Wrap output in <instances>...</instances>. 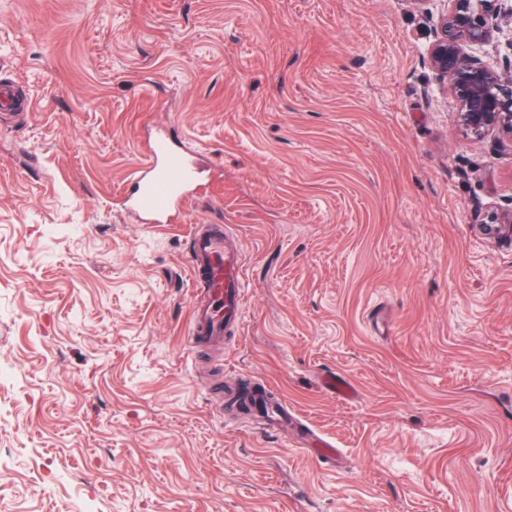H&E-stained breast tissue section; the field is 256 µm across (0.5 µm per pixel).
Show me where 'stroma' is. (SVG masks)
Wrapping results in <instances>:
<instances>
[{
  "label": "stroma",
  "instance_id": "stroma-1",
  "mask_svg": "<svg viewBox=\"0 0 512 512\" xmlns=\"http://www.w3.org/2000/svg\"><path fill=\"white\" fill-rule=\"evenodd\" d=\"M445 7L0 0V512H512V138L461 131ZM160 131L214 183L156 227L119 203ZM196 224L247 297L193 357Z\"/></svg>",
  "mask_w": 512,
  "mask_h": 512
}]
</instances>
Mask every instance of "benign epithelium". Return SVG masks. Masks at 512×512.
Instances as JSON below:
<instances>
[{"instance_id":"7a95c632","label":"benign epithelium","mask_w":512,"mask_h":512,"mask_svg":"<svg viewBox=\"0 0 512 512\" xmlns=\"http://www.w3.org/2000/svg\"><path fill=\"white\" fill-rule=\"evenodd\" d=\"M439 15L428 47V60L439 78L449 83L464 131L483 136L502 131L512 136V76L505 77L465 47L489 42L499 21L512 17L508 0H448Z\"/></svg>"}]
</instances>
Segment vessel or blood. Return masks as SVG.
Listing matches in <instances>:
<instances>
[{
  "mask_svg": "<svg viewBox=\"0 0 512 512\" xmlns=\"http://www.w3.org/2000/svg\"><path fill=\"white\" fill-rule=\"evenodd\" d=\"M200 185L189 149L179 148L169 136L156 135L149 141L147 160L134 172L122 205L143 223L175 224L181 201ZM191 237L189 271L194 296L188 349L198 353L241 321L244 267L239 251L226 244L224 225H194Z\"/></svg>",
  "mask_w": 512,
  "mask_h": 512,
  "instance_id": "b4317fda",
  "label": "vessel or blood"
}]
</instances>
